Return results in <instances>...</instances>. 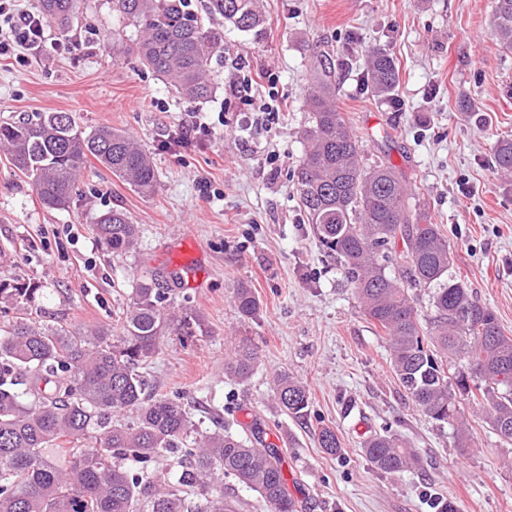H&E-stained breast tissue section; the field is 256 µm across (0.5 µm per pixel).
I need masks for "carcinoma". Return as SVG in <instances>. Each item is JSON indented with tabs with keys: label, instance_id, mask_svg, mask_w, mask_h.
I'll return each instance as SVG.
<instances>
[{
	"label": "carcinoma",
	"instance_id": "carcinoma-1",
	"mask_svg": "<svg viewBox=\"0 0 512 512\" xmlns=\"http://www.w3.org/2000/svg\"><path fill=\"white\" fill-rule=\"evenodd\" d=\"M136 37L126 45L145 66L171 79L177 93L212 96L213 58L224 53V34L208 28L190 0H111ZM43 17L68 31L73 0H40ZM241 32L262 30L256 0H206ZM492 35L512 49V0H495ZM370 92L392 95L399 68L383 49L366 61ZM307 147L297 170V191L324 251L339 259L366 317L389 337L399 386L432 420L465 426L458 397L479 391L485 423L512 442V336L496 314L476 301L467 283L449 275L448 239L428 212L405 208L407 184L390 163L366 166L352 126L339 111L327 64L309 90ZM0 147L26 177L42 204L62 209L91 159L143 194L157 175L150 156L125 132L101 127L87 134L66 112H36L0 122ZM497 170L512 177V139L494 148ZM92 230L123 257L136 249L139 230L120 209L102 213ZM433 288L435 319L423 330L410 294ZM45 292L33 279H0V302L15 315L0 327V512H232L224 477L257 493L269 512H299L288 492L277 448H259L220 424L197 428L186 405L154 398L143 369L162 338L204 334L201 317L170 307L172 289L155 277L132 289L118 336L106 327L70 328L31 317ZM244 317L256 315L252 289L236 290ZM466 359L470 374L448 373V360ZM258 351L238 346L225 372L250 379ZM275 399L294 418L307 415L309 393L290 375L275 379ZM320 448L337 454L336 431L318 432ZM361 449L383 473L409 470L418 454L399 434L372 431Z\"/></svg>",
	"mask_w": 512,
	"mask_h": 512
}]
</instances>
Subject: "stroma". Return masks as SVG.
I'll return each mask as SVG.
<instances>
[{
	"label": "stroma",
	"instance_id": "1",
	"mask_svg": "<svg viewBox=\"0 0 512 512\" xmlns=\"http://www.w3.org/2000/svg\"><path fill=\"white\" fill-rule=\"evenodd\" d=\"M266 23L241 32L224 20L215 90L179 96L124 47L135 29L110 0H74L67 34L47 24L50 42L29 65L0 60V121L25 112H68L80 127L125 131L151 156L158 184L143 194L90 161L68 207L44 208L0 149V278L41 282L36 305L76 326L120 333L123 311L144 278L177 276L173 289L205 324L201 336L165 337L147 368L155 395L219 413L243 440L282 450L288 490L303 512H434L435 498L458 512H512V444L483 421L482 400L465 398L468 445L454 427L425 416L400 388L388 337L363 313L337 260L318 243L293 173L305 153L308 90L320 61L331 64L336 103L353 127L363 161L397 167L453 251L452 275L497 315L512 336V178L493 168L497 142L512 138V51L491 34L494 0H261ZM400 69L391 98L366 88L369 51ZM275 83H267V74ZM258 78L252 105L230 83ZM196 126L189 141L182 129ZM122 209L138 225L134 252L113 256L92 231ZM199 250L188 275L184 241ZM252 288L256 317L234 306ZM241 344L256 347L251 378L227 377ZM289 373L311 396L308 415L288 417L274 380ZM337 455L317 441L322 426ZM387 429L416 448L417 468L375 470L360 441Z\"/></svg>",
	"mask_w": 512,
	"mask_h": 512
}]
</instances>
